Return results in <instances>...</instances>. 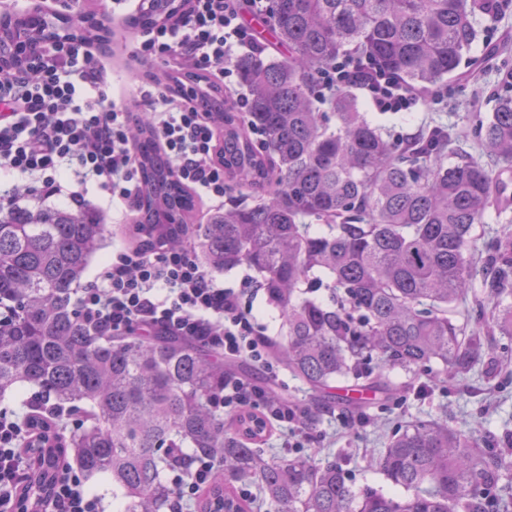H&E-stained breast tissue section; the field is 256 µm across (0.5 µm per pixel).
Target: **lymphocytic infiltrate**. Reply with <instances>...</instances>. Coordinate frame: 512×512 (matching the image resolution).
Listing matches in <instances>:
<instances>
[{
    "label": "lymphocytic infiltrate",
    "instance_id": "obj_1",
    "mask_svg": "<svg viewBox=\"0 0 512 512\" xmlns=\"http://www.w3.org/2000/svg\"><path fill=\"white\" fill-rule=\"evenodd\" d=\"M266 2L187 0L183 14L142 32L134 56L176 73H208L229 103L246 112L247 95L233 62L258 51L241 18L247 12L265 13ZM97 45L92 38H61L0 77V172L15 178L0 193V207L19 203L26 190L55 196L62 191L61 178L71 173L78 179L72 201L83 200L92 183L109 194L117 212L136 211L142 176L133 131L144 123L179 181L209 210L223 208L230 185L211 114L152 79L138 89L141 111H130L122 93L112 89L111 72L97 56ZM316 83L318 99L351 87L379 112H408L438 99L437 92L406 87L393 76L366 68L354 55L318 72ZM85 84L97 91L96 101L79 103L78 92ZM242 294L204 265L193 241L159 252L126 245L99 267L93 282L77 289L75 312L93 335L159 331L195 341L224 358L272 370L262 327L251 310L242 308ZM31 402L45 412L37 426L0 411V512H17L34 449L67 427L66 410L54 408L39 394ZM218 404L230 412L253 408L292 437L304 436L293 405L266 396L243 379H226ZM44 512L105 510L86 477L66 463Z\"/></svg>",
    "mask_w": 512,
    "mask_h": 512
}]
</instances>
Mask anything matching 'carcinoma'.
Segmentation results:
<instances>
[{
	"mask_svg": "<svg viewBox=\"0 0 512 512\" xmlns=\"http://www.w3.org/2000/svg\"><path fill=\"white\" fill-rule=\"evenodd\" d=\"M171 0H143L133 23L169 16ZM489 0H268L276 58L238 59L248 88L241 115L204 96L224 130V172L257 201L191 224L192 197L174 177L149 127L134 135L143 186L137 243L171 248L192 238L213 272L247 266L282 315L274 355L311 394L297 407L307 428L331 410L360 421L371 401H331L338 378L392 403L401 371L418 381L468 373L486 354L467 333L486 319L475 300L454 319L479 273L489 272L498 334L512 343V234L484 240L490 209L507 212L498 184L512 168V97L488 118L467 116L469 146L447 126L416 151L363 112L349 89L317 106L313 76L358 47L368 68L408 87L455 75ZM95 214L50 206L0 211V397L23 384L61 407L83 404L87 425L42 449L36 480L52 489L64 449L86 477L103 479L123 512H172V467L197 457L220 470L194 512H512L505 464L490 434L433 418L394 432L374 458L406 491L357 487L334 461L267 459V432L251 411L224 421L215 405L232 370L176 336L99 338L85 333L71 298L103 244ZM485 266H476L481 255ZM328 290L327 301L306 296ZM253 486L248 499L237 484Z\"/></svg>",
	"mask_w": 512,
	"mask_h": 512,
	"instance_id": "cac0c4a2",
	"label": "carcinoma"
}]
</instances>
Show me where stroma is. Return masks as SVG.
Wrapping results in <instances>:
<instances>
[{
	"instance_id": "stroma-1",
	"label": "stroma",
	"mask_w": 512,
	"mask_h": 512,
	"mask_svg": "<svg viewBox=\"0 0 512 512\" xmlns=\"http://www.w3.org/2000/svg\"><path fill=\"white\" fill-rule=\"evenodd\" d=\"M140 29L125 21L109 27L99 43V51L112 63L117 82L131 84L146 76L163 77L157 65H140L132 51ZM473 57L491 55L488 66L479 68L473 78L455 75L448 79V95L441 103L419 106L411 112L391 115L388 122L393 134L414 132L421 122L433 118L455 126L457 132L466 128L465 115L479 112L490 115L500 94H512V85L504 83L502 75L512 70V16L485 21L473 44ZM483 335L491 346L489 359L477 364L463 378H452L442 385H430L427 394H420L418 385L408 384L404 373H394L395 383L407 384L403 401L383 412L372 413L358 428L326 414L307 432L304 454L327 462L341 460L346 479L355 486H370L384 493L402 495V488L390 484L373 464L383 441L392 428L419 416L447 417L449 424L477 426L495 435L498 450L512 471V354L503 353L502 340L493 321H486Z\"/></svg>"
}]
</instances>
